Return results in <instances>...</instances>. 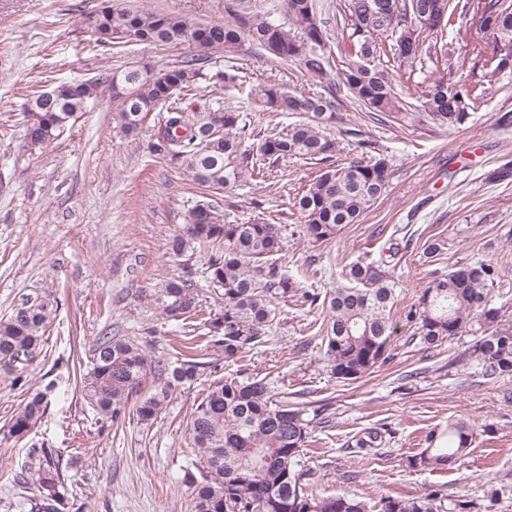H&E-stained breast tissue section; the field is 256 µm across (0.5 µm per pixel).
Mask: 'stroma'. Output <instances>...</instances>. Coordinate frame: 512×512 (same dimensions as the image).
<instances>
[{"label":"stroma","mask_w":512,"mask_h":512,"mask_svg":"<svg viewBox=\"0 0 512 512\" xmlns=\"http://www.w3.org/2000/svg\"><path fill=\"white\" fill-rule=\"evenodd\" d=\"M100 3L0 0V314L35 291L58 303L30 376L34 387L52 386L50 404L20 441L9 437L8 422L24 399L0 365V512L9 506L5 473L20 468L31 447L55 449L68 463L69 512H188L190 493L179 481L194 460L186 422L206 379L181 387L153 424L128 420L115 427L97 421L86 406L71 363L88 360L93 339L107 328L122 336L154 329V355L171 357L181 329L165 319L156 298L166 280L184 272L166 243L197 192L181 169L150 152L152 129L128 135L118 128L108 94L44 149L30 150L24 139L31 85L49 90L133 63L157 73L186 54L183 46L147 43L89 52L84 19ZM211 63L242 68L246 82L207 88L184 101L188 111L203 110L213 98L242 105L249 89L269 83L306 93L323 86L248 45L234 59L216 54ZM330 132L336 165L371 155L389 164L388 189L361 223L347 226L331 245L311 244L294 199L318 167L289 158L271 163L265 181L226 190L224 217L282 225L284 270L303 289L321 293L342 282L350 265L380 259L398 244L391 357L369 376L338 381L313 327L318 312L291 299L276 304L271 341L241 364L289 402L308 410L326 405L301 453L313 492L376 500L436 490L446 512H458L461 502L467 512H512V377L490 381L479 368L458 363L471 341L467 335L425 354L404 320L436 275L485 261L503 273L493 305L501 328L512 331V176L498 174L512 161V74L500 77L482 108L457 129L379 124L346 101ZM433 241L440 252L424 257ZM209 359L224 377L241 365L214 352ZM451 419L474 431L462 462L436 471L411 467L408 460L425 448L427 434ZM374 431L378 446L356 447L359 436Z\"/></svg>","instance_id":"1"}]
</instances>
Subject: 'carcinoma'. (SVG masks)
I'll list each match as a JSON object with an SVG mask.
<instances>
[{"instance_id":"1","label":"carcinoma","mask_w":512,"mask_h":512,"mask_svg":"<svg viewBox=\"0 0 512 512\" xmlns=\"http://www.w3.org/2000/svg\"><path fill=\"white\" fill-rule=\"evenodd\" d=\"M289 22L271 11L239 13L229 0L222 21L202 23L190 14L147 9L103 0L85 24L98 45L133 42L187 46L191 51L158 74L130 66L83 81H63L46 96L35 92L24 115V136L40 149L61 135L104 89L117 102L116 119L127 134L139 132L153 112L160 115L150 143L152 153L183 170L202 198L187 210L183 230L167 239V250L185 258L188 271L169 279L158 298L172 320L204 314L190 271L195 253L208 255L202 270L224 290V311L202 320L208 346L236 362L270 340L275 317L273 300L300 296L324 317L319 327L329 373L344 382L374 372L389 356L396 302L389 262L352 264L344 282L320 295L302 289L278 265L284 250L281 225L266 221L229 222L220 205L224 190L265 177L264 161L296 158L327 163L295 199L304 217L303 233L313 243L331 244L350 224H357L389 185L385 159L330 163L337 142L327 127L342 105L340 93L373 115L399 121L422 115L440 128L464 125L489 93L483 84H448L447 44L440 37L461 31L469 16L479 31L493 37L486 46L474 42L475 57L492 78L512 72V0H340L336 5V46L323 30L314 0H283ZM297 65L310 77L323 78L338 51L341 85L305 94L275 84L248 98L249 109L211 101L202 112H187L176 99L197 95L199 82L210 85L241 81L234 68L204 72L211 52L230 58L244 43ZM394 62L407 77L419 75L421 94L408 101L394 90ZM273 108L299 116L288 130L254 133L251 112ZM501 270L491 263L459 266L437 276L405 313L408 328L425 350L464 334L474 340L462 354L496 379L512 376V332L499 329V309L491 306L501 286ZM53 302L42 294H24L0 317V363L12 376L11 386L26 393L22 408L9 421L8 434L23 437L43 418L50 388L31 390L29 369L42 354L44 332ZM211 363L199 360L187 337L175 358L151 355L150 342L104 330L79 373L81 392L99 420L119 424L127 409L148 424L167 408L173 395L207 373ZM306 409L275 396L269 383L242 369L209 383L192 408L188 431L196 460L183 469L181 483L190 491L191 512H440L437 492L414 498L384 496L371 505L355 495H321L303 483L298 470L309 435ZM428 447L409 459L412 467L430 470L455 465L473 441L464 422L448 421L429 433ZM57 452L30 448L27 460L12 472V483L24 492L16 503L35 512H65L69 501L66 476ZM38 494L25 495L31 488Z\"/></svg>"}]
</instances>
